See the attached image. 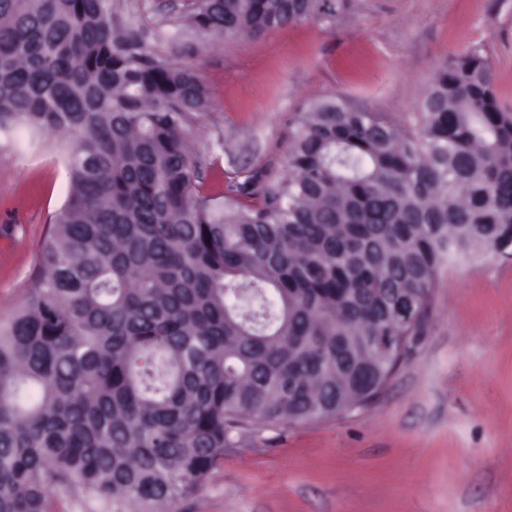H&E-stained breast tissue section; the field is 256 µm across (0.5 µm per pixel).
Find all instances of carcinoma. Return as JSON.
Listing matches in <instances>:
<instances>
[{
  "label": "carcinoma",
  "mask_w": 512,
  "mask_h": 512,
  "mask_svg": "<svg viewBox=\"0 0 512 512\" xmlns=\"http://www.w3.org/2000/svg\"><path fill=\"white\" fill-rule=\"evenodd\" d=\"M353 0H195L226 38ZM189 64L150 55L107 0H0V134L61 141L70 192L24 302L0 320V512L81 489L101 512H171L234 430L342 413L422 335L447 268L512 249V113L473 49L413 121L326 98L285 170L195 192ZM370 336L397 337L390 360Z\"/></svg>",
  "instance_id": "carcinoma-1"
}]
</instances>
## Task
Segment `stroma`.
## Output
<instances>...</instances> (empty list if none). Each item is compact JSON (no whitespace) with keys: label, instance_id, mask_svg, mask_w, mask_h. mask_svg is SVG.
Instances as JSON below:
<instances>
[{"label":"stroma","instance_id":"35a3bbf8","mask_svg":"<svg viewBox=\"0 0 512 512\" xmlns=\"http://www.w3.org/2000/svg\"><path fill=\"white\" fill-rule=\"evenodd\" d=\"M193 0H112L115 28L197 67L211 97L188 128L200 195L282 172L295 113L338 96L407 121L444 63L474 48L512 112V0H355L255 37L201 35ZM70 190L50 142L0 140V316L27 296ZM433 315L368 408L236 431L223 463L172 512H512V257L442 272Z\"/></svg>","mask_w":512,"mask_h":512}]
</instances>
